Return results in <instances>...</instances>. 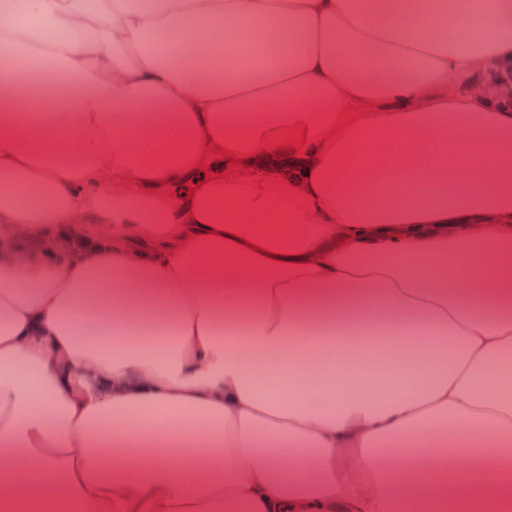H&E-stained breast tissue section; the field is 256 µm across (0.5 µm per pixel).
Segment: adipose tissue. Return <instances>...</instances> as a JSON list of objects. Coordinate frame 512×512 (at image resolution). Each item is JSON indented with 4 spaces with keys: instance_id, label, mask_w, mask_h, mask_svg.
I'll return each instance as SVG.
<instances>
[{
    "instance_id": "obj_1",
    "label": "adipose tissue",
    "mask_w": 512,
    "mask_h": 512,
    "mask_svg": "<svg viewBox=\"0 0 512 512\" xmlns=\"http://www.w3.org/2000/svg\"><path fill=\"white\" fill-rule=\"evenodd\" d=\"M0 48L53 73L0 63V512H512V0H0Z\"/></svg>"
}]
</instances>
